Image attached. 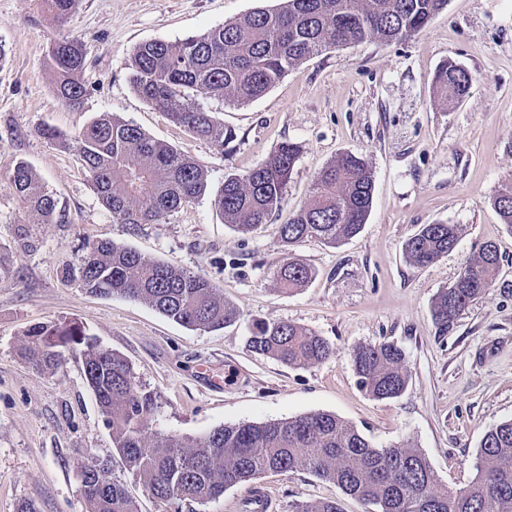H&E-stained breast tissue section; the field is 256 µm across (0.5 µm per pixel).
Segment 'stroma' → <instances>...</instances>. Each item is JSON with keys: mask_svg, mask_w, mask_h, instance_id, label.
Instances as JSON below:
<instances>
[{"mask_svg": "<svg viewBox=\"0 0 512 512\" xmlns=\"http://www.w3.org/2000/svg\"><path fill=\"white\" fill-rule=\"evenodd\" d=\"M280 0H77L67 21L46 0H0V512L34 500L38 512H87L79 466L109 461L138 505L159 503L127 472L112 431L84 377L80 356L55 372L21 355L38 323L75 322L101 347L121 354L158 409L148 433L196 439L222 425L262 423L314 413L348 422L379 447L408 443L435 472L439 492L464 489L476 476L485 432L512 419V229L491 205L512 186V0H448L411 39L331 47L290 70L243 105L210 101L234 140L225 148L175 126L130 82L129 55L148 40L176 41ZM69 36L84 46L87 95L65 107L47 64L50 44ZM469 71L458 102L436 95L433 76L446 61ZM110 112L171 145L206 172L204 195L160 224L112 219L77 147L39 135L49 125L76 137ZM300 156L281 210L250 235L224 224L213 205L225 175H243L282 143ZM362 156L374 171L373 207L361 232L338 245L306 239L294 256L315 272L291 294L275 270L284 257L279 227L303 206L317 173L338 156ZM26 162L54 194L62 217L46 224L23 208L9 178ZM425 224H456V247L425 266L404 253ZM126 245L145 259L207 277L238 313L220 330L186 327L150 305L93 296L60 272L79 269L90 246ZM498 246L491 288L440 334L432 306L484 242ZM273 319L326 339V360L291 368L251 352L255 321ZM390 341L405 353L404 394L377 400L363 391L355 347ZM271 512L298 500H339L344 512L365 505L305 470L269 472L227 488L194 512H245L253 490Z\"/></svg>", "mask_w": 512, "mask_h": 512, "instance_id": "35a3bbf8", "label": "stroma"}]
</instances>
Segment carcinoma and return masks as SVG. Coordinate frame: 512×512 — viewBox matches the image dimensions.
Here are the masks:
<instances>
[{
    "instance_id": "1",
    "label": "carcinoma",
    "mask_w": 512,
    "mask_h": 512,
    "mask_svg": "<svg viewBox=\"0 0 512 512\" xmlns=\"http://www.w3.org/2000/svg\"><path fill=\"white\" fill-rule=\"evenodd\" d=\"M448 0H283L276 10L260 9L198 36L137 44L130 56V81L148 104L191 134L230 143L232 133L213 109L199 103L203 94L218 102L248 103L263 96L290 69L330 47L369 40H406L442 12ZM86 55L77 39L51 44L48 65L55 93L67 108L81 107ZM472 76L453 61L437 70L436 92L459 101ZM75 140L88 178L102 204L120 224H160L168 213L200 197L207 187L204 170L170 145L147 136L113 114L103 113ZM300 149L286 142L257 168L228 175L214 206L224 223L243 235L255 232L280 210ZM13 189L45 223L59 219L58 202L31 167L18 162ZM373 172L354 154H344L315 177L311 198L281 225L288 248L306 238L338 244L360 233L372 207ZM501 222L512 228V187L493 196ZM457 224H425L405 244L409 261L424 266L453 249ZM499 267L497 247L485 243L454 283L435 298L439 331L491 288ZM313 277L304 263L286 259L277 278L286 291ZM89 293L118 295L148 303L165 317L193 328L220 329L237 318L206 277L165 262L148 261L136 250L111 242L92 246L79 268ZM251 351L290 367L327 359L332 349L312 331L276 320L254 323ZM78 350L93 391L125 468L138 477L163 507L214 500L224 490L267 472L307 470L370 506L368 512H512V420L491 427L477 453L474 481L464 490L440 493L426 457L408 444L373 445L355 427L328 413L261 424L215 428L188 441L174 435H146L156 411L155 395L139 386L131 364L99 347L77 324L35 325L21 349L36 370L53 372L63 350ZM405 355L392 342L360 345L353 362L361 387L377 400L400 397L409 384ZM88 512H137L124 485L94 459L82 463ZM293 512H342L334 500L297 501Z\"/></svg>"
}]
</instances>
